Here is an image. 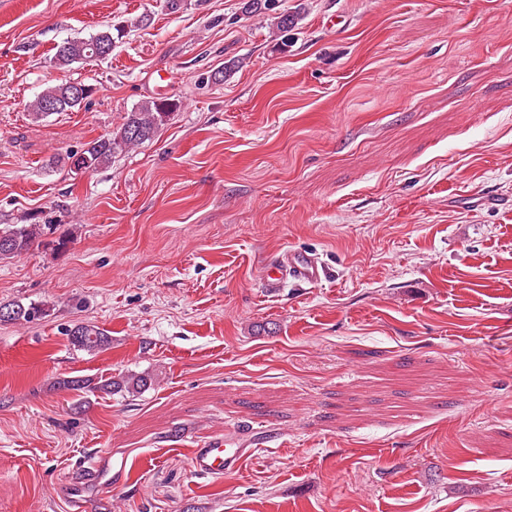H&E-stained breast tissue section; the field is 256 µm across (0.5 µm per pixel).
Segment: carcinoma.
<instances>
[{
  "label": "carcinoma",
  "mask_w": 512,
  "mask_h": 512,
  "mask_svg": "<svg viewBox=\"0 0 512 512\" xmlns=\"http://www.w3.org/2000/svg\"><path fill=\"white\" fill-rule=\"evenodd\" d=\"M276 0H240L241 12L251 16H262L270 21L272 29L282 34L293 29L300 17V12L275 11ZM115 41L112 27H107L89 38H74L56 46L54 61L60 67L74 63H85L96 59L92 46L112 48ZM69 82L46 87L31 103L35 115L43 117L54 112H69L88 99L93 93L90 84L84 85V94L76 95L71 91ZM179 104L170 99L145 101L125 113L123 122L116 130L107 133L87 144L79 151L61 154L53 160L57 166L67 167L74 173L95 171L112 162V158L139 144L152 139L159 127L164 124ZM48 224H0V259L20 256L29 252L41 241ZM45 315L44 305L39 303L13 304L0 306V321L39 320ZM71 344L80 350L95 351L109 344V337L99 327L91 324H76L68 329ZM154 381L150 373H137L108 378L102 381L99 389L109 393L124 392L139 394L148 389Z\"/></svg>",
  "instance_id": "obj_1"
}]
</instances>
